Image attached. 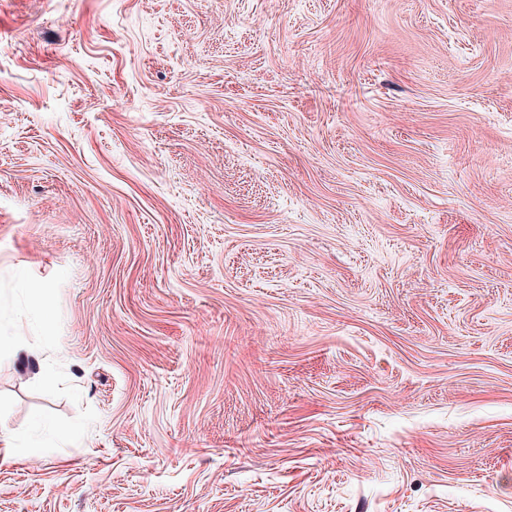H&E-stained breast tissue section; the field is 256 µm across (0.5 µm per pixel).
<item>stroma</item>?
<instances>
[{
  "label": "stroma",
  "mask_w": 512,
  "mask_h": 512,
  "mask_svg": "<svg viewBox=\"0 0 512 512\" xmlns=\"http://www.w3.org/2000/svg\"><path fill=\"white\" fill-rule=\"evenodd\" d=\"M0 336V512H512V0H0Z\"/></svg>",
  "instance_id": "35a3bbf8"
}]
</instances>
